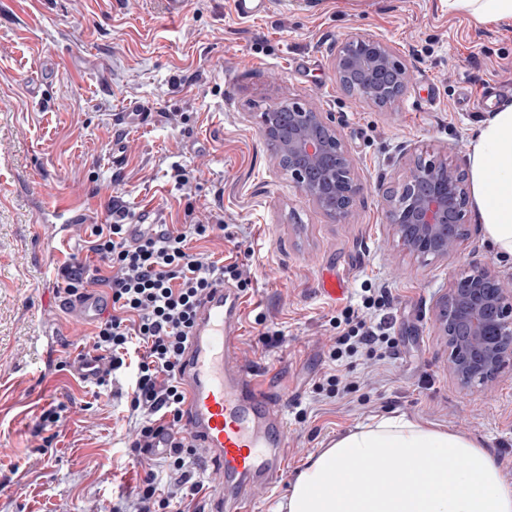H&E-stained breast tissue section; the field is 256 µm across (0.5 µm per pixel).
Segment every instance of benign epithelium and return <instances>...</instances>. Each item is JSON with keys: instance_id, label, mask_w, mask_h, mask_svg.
I'll list each match as a JSON object with an SVG mask.
<instances>
[{"instance_id": "benign-epithelium-1", "label": "benign epithelium", "mask_w": 512, "mask_h": 512, "mask_svg": "<svg viewBox=\"0 0 512 512\" xmlns=\"http://www.w3.org/2000/svg\"><path fill=\"white\" fill-rule=\"evenodd\" d=\"M334 68L343 86H358L374 103H396L409 80L393 49L371 35L346 39ZM259 123L264 139L275 145L276 167L328 216L349 218L364 187L329 113L308 102H277ZM382 198L395 237L425 262L455 253L468 237L469 175L438 155L412 153ZM434 323L461 389L485 387L512 366V289L491 265H470L453 277L434 305Z\"/></svg>"}]
</instances>
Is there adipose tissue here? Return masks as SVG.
Wrapping results in <instances>:
<instances>
[{"instance_id":"adipose-tissue-1","label":"adipose tissue","mask_w":512,"mask_h":512,"mask_svg":"<svg viewBox=\"0 0 512 512\" xmlns=\"http://www.w3.org/2000/svg\"><path fill=\"white\" fill-rule=\"evenodd\" d=\"M440 3L478 26L512 25V0ZM470 164L485 235L512 258V104L483 122ZM382 455L393 469L375 466ZM279 512H512V482L470 437L394 414L357 426L310 459Z\"/></svg>"}]
</instances>
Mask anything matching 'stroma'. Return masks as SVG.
I'll return each instance as SVG.
<instances>
[{
    "instance_id": "obj_1",
    "label": "stroma",
    "mask_w": 512,
    "mask_h": 512,
    "mask_svg": "<svg viewBox=\"0 0 512 512\" xmlns=\"http://www.w3.org/2000/svg\"><path fill=\"white\" fill-rule=\"evenodd\" d=\"M310 2L276 0L268 16L243 20L232 0H189L178 19L162 0H0V512H109L144 477L128 462L126 382L102 391L56 368L91 351L93 329L61 307L59 268L69 255L100 265L84 226L51 241L62 201L103 222L116 199L132 224L154 209L170 224L223 214V230L196 249L232 259L249 281L242 355L284 397L291 453L281 481L258 490L254 512H277L311 456L390 412L475 438L512 480V366L486 392L461 390L432 317L458 269L488 264L512 283V261L489 247L474 211L460 250L415 258L393 236L381 193L416 147L469 170L481 122L512 104V93L482 97L484 83L512 85V26L474 27L438 0ZM355 34L384 39L409 66L394 106L338 83L337 49ZM44 70L50 79L31 95ZM289 98L331 114L352 152L366 190L347 220L329 218L271 163L258 115ZM134 102L150 119L121 123ZM176 167L186 185L172 178ZM327 273L344 280L341 299L321 294ZM364 282L387 292L397 348L344 365L330 398L317 384L339 334L333 319L358 309ZM49 323L48 367L39 336ZM267 328L282 330L280 341H267ZM54 406L62 424L39 430Z\"/></svg>"
}]
</instances>
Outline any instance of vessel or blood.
<instances>
[{"label":"vessel or blood","mask_w":512,"mask_h":512,"mask_svg":"<svg viewBox=\"0 0 512 512\" xmlns=\"http://www.w3.org/2000/svg\"><path fill=\"white\" fill-rule=\"evenodd\" d=\"M274 0H234L238 16L268 13ZM64 306L79 320L106 314L96 289L68 296ZM244 302L238 289L217 285L199 306L177 375L184 392L181 432L156 440L166 451L185 438L201 449L213 476L208 512H254L258 489L280 481L288 469L287 427L279 401L239 355Z\"/></svg>","instance_id":"obj_1"}]
</instances>
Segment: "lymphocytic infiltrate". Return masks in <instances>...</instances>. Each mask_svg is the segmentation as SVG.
I'll use <instances>...</instances> for the list:
<instances>
[{
	"mask_svg": "<svg viewBox=\"0 0 512 512\" xmlns=\"http://www.w3.org/2000/svg\"><path fill=\"white\" fill-rule=\"evenodd\" d=\"M128 212L112 205V220L90 227L89 249L107 267L112 313L97 321L90 339L98 352L94 371L99 385L112 382L116 372L133 370L129 394V421L135 437L130 444L132 465L146 475L129 504H114L110 512H169L172 504L188 505L191 512H205L199 500L204 485L195 481L200 449L179 442L164 456L168 480L158 484L151 471L153 440L161 429L175 430L182 421L184 393L177 363L185 348L188 330L201 298L215 283L228 279L247 287L237 264L191 252V239L209 237L224 226L223 216L211 224H184L166 236H144L137 243L127 238ZM386 294L382 289L363 290L365 316H344L345 328L328 353L333 372L323 377L321 388L335 396L340 376L335 369L345 360L383 357L395 343L382 315Z\"/></svg>",
	"mask_w": 512,
	"mask_h": 512,
	"instance_id": "f902f5d3",
	"label": "lymphocytic infiltrate"
}]
</instances>
